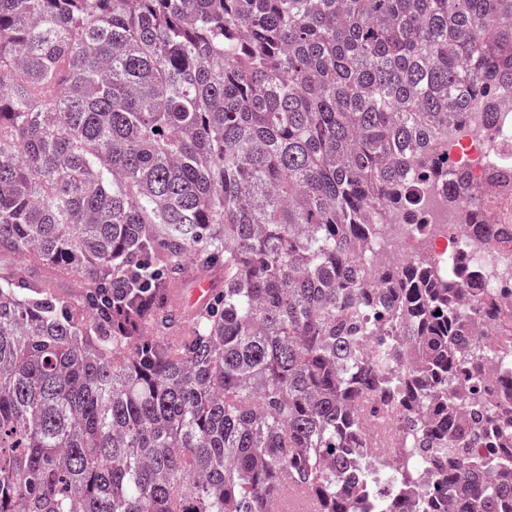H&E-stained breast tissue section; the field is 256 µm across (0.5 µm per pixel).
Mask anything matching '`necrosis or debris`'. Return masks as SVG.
<instances>
[{"mask_svg": "<svg viewBox=\"0 0 512 512\" xmlns=\"http://www.w3.org/2000/svg\"><path fill=\"white\" fill-rule=\"evenodd\" d=\"M457 145L452 171H466L482 188V203L491 221L469 224L465 206L455 200L446 184L426 190V212L417 217L393 208L387 211L381 235L369 257L370 266L387 265L401 270L423 262L432 269L455 273L459 265L471 269V279L458 280L461 288L485 289L500 304L512 303V229L499 222L500 213L512 216V93L498 103L494 116L468 113L462 123L448 128ZM403 415L394 407H374L365 412L364 434L368 449L346 481L363 483L365 489L352 502L353 512H387L388 498L426 503L436 481L426 466H419L414 484L403 487L383 480L385 472L407 462L402 428Z\"/></svg>", "mask_w": 512, "mask_h": 512, "instance_id": "1", "label": "necrosis or debris"}]
</instances>
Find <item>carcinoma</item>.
<instances>
[{
    "mask_svg": "<svg viewBox=\"0 0 512 512\" xmlns=\"http://www.w3.org/2000/svg\"><path fill=\"white\" fill-rule=\"evenodd\" d=\"M506 88L512 0H0V256L43 269L0 265V512H267L287 483L348 512L365 397L466 512H512V406L448 394L512 361V305L473 339L460 289L359 234L422 210L448 125ZM190 259L224 288L180 326Z\"/></svg>",
    "mask_w": 512,
    "mask_h": 512,
    "instance_id": "cac0c4a2",
    "label": "carcinoma"
}]
</instances>
